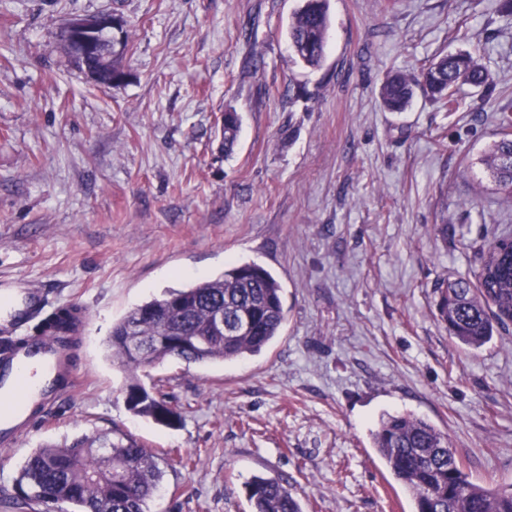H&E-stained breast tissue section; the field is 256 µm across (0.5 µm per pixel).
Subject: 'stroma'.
Masks as SVG:
<instances>
[{
	"mask_svg": "<svg viewBox=\"0 0 512 512\" xmlns=\"http://www.w3.org/2000/svg\"><path fill=\"white\" fill-rule=\"evenodd\" d=\"M501 2L329 0L314 70L288 39L301 0H0V288L22 280L88 314L69 353L79 385L0 446V490L36 448L116 427L164 472L148 512H250L256 476L287 480L303 512H412L372 446L386 412L448 433L474 482L512 483V330L468 350L435 306L438 283L512 230L480 163L512 108ZM99 13L125 22L117 87L63 48L69 18ZM460 50L493 92L464 87L450 113L421 95L384 108L389 72ZM227 112L241 120L228 156ZM232 262L281 282L279 336L243 360L148 368L180 419L134 416L113 323Z\"/></svg>",
	"mask_w": 512,
	"mask_h": 512,
	"instance_id": "stroma-1",
	"label": "stroma"
}]
</instances>
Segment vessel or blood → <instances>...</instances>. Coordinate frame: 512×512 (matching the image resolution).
I'll list each match as a JSON object with an SVG mask.
<instances>
[{
    "label": "vessel or blood",
    "instance_id": "vessel-or-blood-1",
    "mask_svg": "<svg viewBox=\"0 0 512 512\" xmlns=\"http://www.w3.org/2000/svg\"><path fill=\"white\" fill-rule=\"evenodd\" d=\"M47 303L44 290L32 285L0 291V333L12 337L10 349L0 354V445L5 447L55 403L73 372L63 343L20 333Z\"/></svg>",
    "mask_w": 512,
    "mask_h": 512
}]
</instances>
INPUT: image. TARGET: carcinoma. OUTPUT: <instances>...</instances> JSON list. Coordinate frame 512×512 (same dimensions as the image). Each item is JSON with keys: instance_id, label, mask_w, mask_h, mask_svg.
<instances>
[{"instance_id": "obj_1", "label": "carcinoma", "mask_w": 512, "mask_h": 512, "mask_svg": "<svg viewBox=\"0 0 512 512\" xmlns=\"http://www.w3.org/2000/svg\"><path fill=\"white\" fill-rule=\"evenodd\" d=\"M328 0H303L289 29L296 56L308 67L325 59L329 28ZM73 65L91 82L98 60L70 56ZM489 90L495 77L469 52L449 53L411 78L389 75L381 88L383 106L403 112L416 88L449 112L456 110L463 86ZM499 133L480 162L495 189L512 198V113L498 118ZM238 114L224 124L222 148L228 155L237 143ZM480 264L472 276L442 282L439 316L459 344L478 349L494 332L512 325V235H501L479 248ZM224 324L242 323L234 336L214 328L217 312ZM285 320L281 283L256 263H237L221 276L188 288L170 290L130 310L112 326L109 348L130 375L125 388L128 408L135 415L172 425L178 415L155 399L138 371L168 358L188 364L233 361L261 353L278 335ZM82 323L77 307L60 308L43 323L46 334L61 342L77 333ZM152 342L150 357L134 352L129 338ZM373 448L413 500V512H512V484L495 489L473 482L457 462L448 434L411 414H384L371 434ZM162 470L154 456L119 429L94 441L47 445L36 449L21 465L15 479L16 499L35 512L52 504L75 506V512H145L156 492ZM251 512H303L288 482L255 477L247 484Z\"/></svg>"}]
</instances>
